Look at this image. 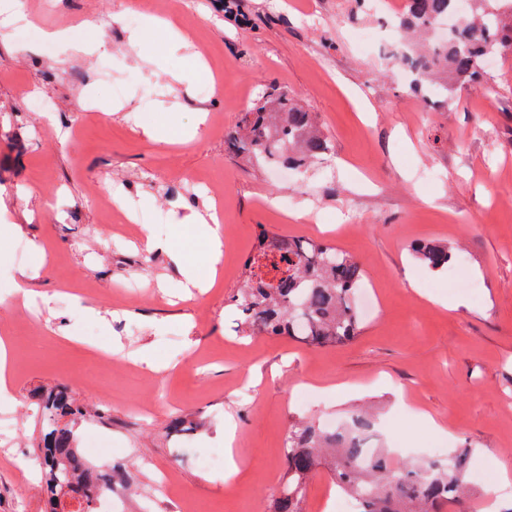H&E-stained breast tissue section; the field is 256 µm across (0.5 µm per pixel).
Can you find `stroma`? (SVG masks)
<instances>
[{"label":"stroma","mask_w":512,"mask_h":512,"mask_svg":"<svg viewBox=\"0 0 512 512\" xmlns=\"http://www.w3.org/2000/svg\"><path fill=\"white\" fill-rule=\"evenodd\" d=\"M240 5L245 26L220 0H152L181 44L125 23L132 0H28L43 30L102 32L104 46L85 53L0 27V331L14 344L17 397L0 405L14 421L0 438V512L47 510L33 395L58 388L80 410L78 436L112 441L95 466H122L118 512H181L186 497L201 512H271L289 421H339L364 403L395 460L471 446V496L512 473V51L487 68L495 97L452 82L447 102H428L389 58L404 40L390 21L405 0ZM365 28L374 45L357 43ZM104 64L108 83L97 78ZM275 89L316 113L330 141V156L300 176L243 162L224 143ZM37 96L52 111H37ZM147 126L168 142L148 139ZM115 189L144 219L160 216L159 238L177 246L174 216L222 204L214 288L185 294L182 267L109 211ZM264 228L361 259L378 306L352 341L237 335L228 301ZM431 240L467 255L456 277L411 257V243ZM24 273L52 297L36 321L12 295ZM146 349L161 370L137 363ZM305 388L310 403L296 405ZM422 412L446 435L424 431ZM228 428L239 472L197 469L192 454L223 450ZM167 472L176 492L160 486Z\"/></svg>","instance_id":"35a3bbf8"}]
</instances>
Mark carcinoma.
Wrapping results in <instances>:
<instances>
[{
	"mask_svg": "<svg viewBox=\"0 0 512 512\" xmlns=\"http://www.w3.org/2000/svg\"><path fill=\"white\" fill-rule=\"evenodd\" d=\"M457 0H407L398 14L400 28L427 35ZM467 19L455 32L430 43L421 59H410L418 76L415 91L439 97L452 80L495 89L484 80L486 53L512 46V0H470ZM232 153L271 167L294 169L325 160L327 138L311 112L286 94L268 98L246 112L227 134ZM411 254L433 271L448 269L451 248L441 242L410 246ZM362 261L334 245L263 230L243 264L241 288L229 305L239 316L243 336H288L313 346L352 340L362 317L354 297L362 287ZM44 416L43 446L38 449L47 475L50 512H94L88 499L111 489L110 477L91 468L76 448L74 431L61 419L74 415L63 390L36 393ZM375 425L372 415L355 410L351 420L329 430L311 421L288 427L286 479L275 493L273 512H303L310 475L328 466L333 483L360 499L362 512H472L466 492L468 449L457 448L443 460L399 462L385 453L363 459Z\"/></svg>",
	"mask_w": 512,
	"mask_h": 512,
	"instance_id": "1",
	"label": "carcinoma"
}]
</instances>
